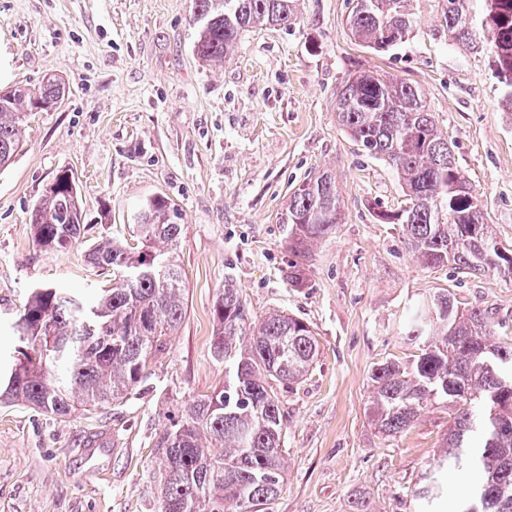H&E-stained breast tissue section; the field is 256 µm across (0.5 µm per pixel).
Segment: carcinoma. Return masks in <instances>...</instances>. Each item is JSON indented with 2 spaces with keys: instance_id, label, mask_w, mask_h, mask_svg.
<instances>
[{
  "instance_id": "carcinoma-1",
  "label": "carcinoma",
  "mask_w": 512,
  "mask_h": 512,
  "mask_svg": "<svg viewBox=\"0 0 512 512\" xmlns=\"http://www.w3.org/2000/svg\"><path fill=\"white\" fill-rule=\"evenodd\" d=\"M448 37L483 49L504 87L502 107L512 112V0H448ZM296 0H194L199 24L195 51L220 65L243 32L295 24ZM352 37L385 52L412 27L408 0H358L347 17ZM65 87L52 75L36 91L0 97V165L20 147L27 114L39 100L59 103ZM336 122L360 149L385 161L403 183L406 205L375 209L383 224H398L404 243L426 269L448 264L474 274L512 278V249L484 222L479 200L456 164L447 133L428 112L418 87L362 72L336 94ZM341 202L336 178L323 171L288 196L278 222L287 225L296 260L286 277L305 282V257L336 232ZM163 196L137 216L130 244L105 238L88 245L86 265L112 274V285L86 299L77 292L37 287L15 321L23 359L0 386V402L68 418L77 405L121 404L136 393L149 368L168 349L186 315V282L178 260L184 225ZM33 242L45 252L81 243L80 195L63 184L44 190L31 212ZM213 356L224 363V386L188 404L158 436L160 512H273L285 482L286 426L277 388L301 381L319 354L304 321L274 313L255 323L234 285L213 304ZM494 323L480 308L462 309L443 292L418 303L404 332L419 343L403 362L376 364L370 375L368 417L395 437L425 408L448 411L446 449L426 468L416 497L430 505L448 470L477 475L474 497L460 512H512V341L492 340Z\"/></svg>"
}]
</instances>
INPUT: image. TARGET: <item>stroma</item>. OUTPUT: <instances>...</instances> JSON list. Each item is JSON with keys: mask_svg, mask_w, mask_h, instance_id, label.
Here are the masks:
<instances>
[{"mask_svg": "<svg viewBox=\"0 0 512 512\" xmlns=\"http://www.w3.org/2000/svg\"><path fill=\"white\" fill-rule=\"evenodd\" d=\"M444 0H409L413 30L377 53L346 27L351 0H297L288 29L245 32L224 65L195 54L192 0H0V92L55 74L68 94L32 113L14 161L0 168V364L19 357L12 328L36 287L91 295L103 285L80 249L37 250L30 216L61 171L75 176L87 238L131 239L143 204L168 198L185 226L179 249L187 313L136 396L56 418L0 405V512H159L155 442L188 400L224 383L212 354L213 303L238 288L253 319L274 311L313 328L319 355L281 388L286 480L273 512H422L413 495L443 448L446 411L425 410L402 434L367 416L369 374L418 345L410 309L441 292L489 312L512 335V279L425 269L399 225L402 186L336 122V92L370 69L423 92L498 240L512 247V113L485 54L449 41ZM332 171L342 198L335 234L314 245L304 287L277 217L289 192Z\"/></svg>", "mask_w": 512, "mask_h": 512, "instance_id": "35a3bbf8", "label": "stroma"}]
</instances>
